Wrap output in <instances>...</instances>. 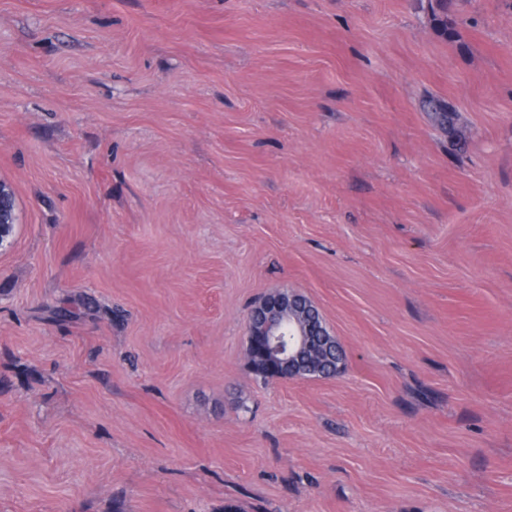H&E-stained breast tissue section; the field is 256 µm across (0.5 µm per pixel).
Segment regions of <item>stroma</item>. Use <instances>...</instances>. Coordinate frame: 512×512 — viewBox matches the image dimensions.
<instances>
[{
    "mask_svg": "<svg viewBox=\"0 0 512 512\" xmlns=\"http://www.w3.org/2000/svg\"><path fill=\"white\" fill-rule=\"evenodd\" d=\"M435 7L0 0V512H512V0ZM14 194L12 190L0 183V249L4 243L9 244L14 235ZM312 307L300 295L279 292L266 296L251 310L249 351L274 370L269 379L325 378L322 366L327 360L342 365L341 345L326 327L317 324Z\"/></svg>",
    "mask_w": 512,
    "mask_h": 512,
    "instance_id": "obj_1",
    "label": "stroma"
}]
</instances>
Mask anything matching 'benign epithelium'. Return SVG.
I'll return each instance as SVG.
<instances>
[{
    "label": "benign epithelium",
    "instance_id": "7a95c632",
    "mask_svg": "<svg viewBox=\"0 0 512 512\" xmlns=\"http://www.w3.org/2000/svg\"><path fill=\"white\" fill-rule=\"evenodd\" d=\"M13 200L12 190L0 183V247L14 235ZM247 334L249 351L274 370L276 378H323L326 361L340 365L344 359L336 338L315 321L312 304L297 294L263 298L251 310Z\"/></svg>",
    "mask_w": 512,
    "mask_h": 512
}]
</instances>
